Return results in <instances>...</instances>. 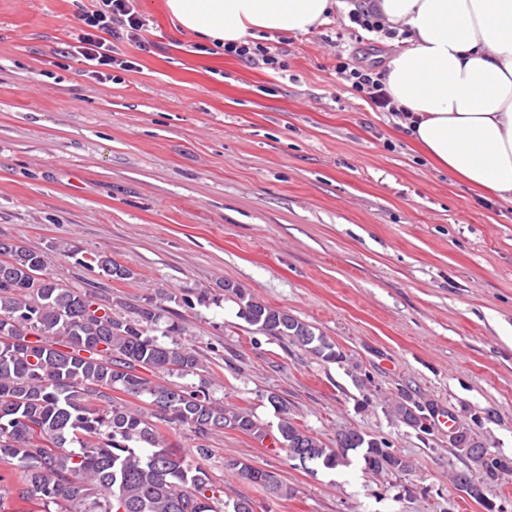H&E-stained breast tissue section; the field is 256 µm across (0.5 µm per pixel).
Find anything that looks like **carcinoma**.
<instances>
[{
	"label": "carcinoma",
	"instance_id": "cac0c4a2",
	"mask_svg": "<svg viewBox=\"0 0 512 512\" xmlns=\"http://www.w3.org/2000/svg\"><path fill=\"white\" fill-rule=\"evenodd\" d=\"M108 281L134 282L138 273L109 254L85 253L78 245L52 247ZM51 257L13 239H0V512H257L248 496L224 500L204 461L213 435L228 428L262 438L264 425L242 407H226L212 381L200 376L199 353L182 345L178 308L216 304L203 288L179 297L166 288L130 303L109 297L93 283L66 284L50 270ZM224 296L256 330L324 360L341 357L336 344L286 310L273 308L242 285L224 281ZM189 376L199 383L181 384ZM280 410L275 442L304 468L334 470L355 454L370 471L405 473V457L355 429L328 448ZM393 416L420 434H430L432 404L406 397ZM199 441L197 460L183 453L182 429ZM453 447L482 471L484 481L512 473V460L491 453L469 427L457 428ZM231 469L274 497L290 494L272 470L232 460ZM474 484L468 496L493 512L483 481L466 471L455 483Z\"/></svg>",
	"mask_w": 512,
	"mask_h": 512
}]
</instances>
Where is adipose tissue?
Wrapping results in <instances>:
<instances>
[{"label": "adipose tissue", "mask_w": 512, "mask_h": 512, "mask_svg": "<svg viewBox=\"0 0 512 512\" xmlns=\"http://www.w3.org/2000/svg\"><path fill=\"white\" fill-rule=\"evenodd\" d=\"M402 33L387 88L414 144L472 187L512 203V0H372ZM209 44L306 33L341 0H166Z\"/></svg>", "instance_id": "1"}]
</instances>
